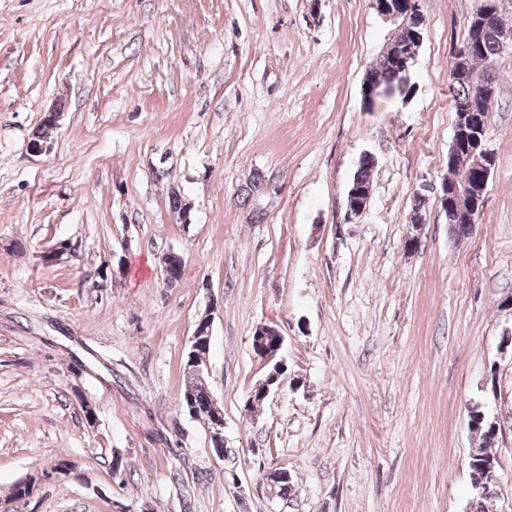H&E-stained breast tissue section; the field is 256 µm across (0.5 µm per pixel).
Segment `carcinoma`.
<instances>
[{
    "instance_id": "carcinoma-1",
    "label": "carcinoma",
    "mask_w": 512,
    "mask_h": 512,
    "mask_svg": "<svg viewBox=\"0 0 512 512\" xmlns=\"http://www.w3.org/2000/svg\"><path fill=\"white\" fill-rule=\"evenodd\" d=\"M479 21V13L474 11L466 19V36L464 42L473 43L474 49L470 57L462 63L472 73H480L487 76V81L497 84L499 77L495 71L489 70L492 61L499 52L498 36L512 27L507 26L504 17L495 16L491 21L482 27L476 29V23ZM398 44L404 45V52L408 55L413 54V49L417 47V42L413 39H407L399 30L395 31L392 40L387 44L386 50L382 52L378 59L369 66L365 74L364 83L370 84L380 92L377 96L391 97L402 95L410 85L405 74L402 73L397 64L391 61L392 47ZM449 94L452 100L453 110L455 112V125L462 124L465 117L470 115L476 119L481 128H489V114L492 112L495 98L482 97L471 84L467 82H457L448 84ZM375 163V159L366 156L362 159L358 170L355 172L352 182L363 186H371L370 171ZM266 176L259 171L253 172L248 182L240 190L242 202L246 203L259 195L265 184ZM448 215V225L452 235L458 239H465L470 233V224L473 223L471 213L464 211L445 210ZM212 404L208 391L203 386H198L195 401V416L203 420H211ZM470 425L478 431V448L469 457V469L471 484L473 486V496L468 503L467 512H486V502L494 494V484L491 481L492 469L498 465V459L491 457L493 453L492 442L496 435V422L486 418L479 412H471Z\"/></svg>"
}]
</instances>
